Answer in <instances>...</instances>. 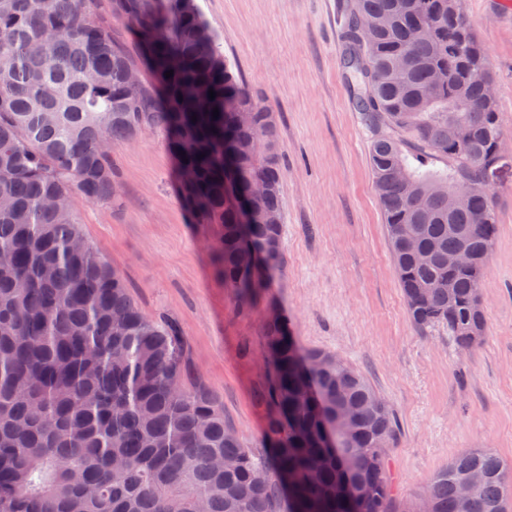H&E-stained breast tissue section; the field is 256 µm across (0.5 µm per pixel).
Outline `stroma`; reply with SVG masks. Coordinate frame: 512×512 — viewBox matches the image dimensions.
Listing matches in <instances>:
<instances>
[{"label": "stroma", "instance_id": "1", "mask_svg": "<svg viewBox=\"0 0 512 512\" xmlns=\"http://www.w3.org/2000/svg\"><path fill=\"white\" fill-rule=\"evenodd\" d=\"M252 96L274 112L283 154L284 266L241 308L215 271V227L193 223L162 133L114 144L117 202L77 206L85 236L141 309L176 322L189 360L245 445L264 446V324L284 313L301 344L340 356L391 406L393 508L471 448L512 462V168L496 185L498 234L481 283L483 341L468 352L410 322L354 107L343 34L352 0H196ZM487 54L512 154V0H462Z\"/></svg>", "mask_w": 512, "mask_h": 512}]
</instances>
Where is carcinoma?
<instances>
[{"label":"carcinoma","mask_w":512,"mask_h":512,"mask_svg":"<svg viewBox=\"0 0 512 512\" xmlns=\"http://www.w3.org/2000/svg\"><path fill=\"white\" fill-rule=\"evenodd\" d=\"M114 14L150 74L138 84V65L112 40ZM362 16L382 24L361 31ZM420 25L429 36L414 41ZM347 39L407 314L423 334L446 331L471 349L480 337L462 327L486 324L480 288L498 232L482 183L501 167L484 50L461 0H356ZM459 125L471 130L464 142ZM145 129L193 173L183 201L194 223L219 227L218 271L252 305L258 276L270 285L284 263L281 153L253 149L258 135L277 137L276 117L198 7L0 0V512H392L397 421L359 371L302 348L285 319L267 321L270 415L257 452L194 376L178 327L143 313L86 238L76 203L113 198L112 145ZM265 181L272 189L254 198ZM464 184L468 203L448 208ZM463 247L473 262L449 266ZM472 472L482 484L467 512H508L512 468L492 448L452 458L408 512H460Z\"/></svg>","instance_id":"carcinoma-1"}]
</instances>
